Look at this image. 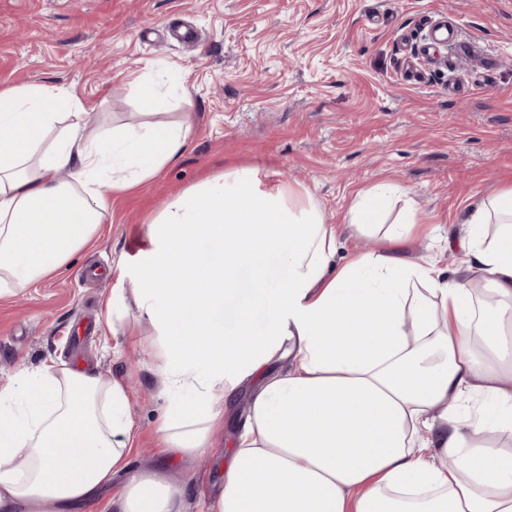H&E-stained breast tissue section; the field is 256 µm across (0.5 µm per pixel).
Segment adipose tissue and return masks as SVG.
Segmentation results:
<instances>
[{
  "label": "adipose tissue",
  "instance_id": "adipose-tissue-1",
  "mask_svg": "<svg viewBox=\"0 0 512 512\" xmlns=\"http://www.w3.org/2000/svg\"><path fill=\"white\" fill-rule=\"evenodd\" d=\"M192 132L187 115L104 136L64 86L0 89V293L68 269L96 235L103 165L113 193L133 190ZM397 191H359L349 225L368 233ZM147 224L135 297L173 398L166 450H210L225 400L262 380L205 512H512V449L495 441L512 435V187L470 213L452 270L384 250L336 265V228L311 199L248 167ZM473 394L487 403L462 418ZM127 406L122 380L53 362L0 385V512H64L125 470L109 512H187L165 472L130 471Z\"/></svg>",
  "mask_w": 512,
  "mask_h": 512
}]
</instances>
